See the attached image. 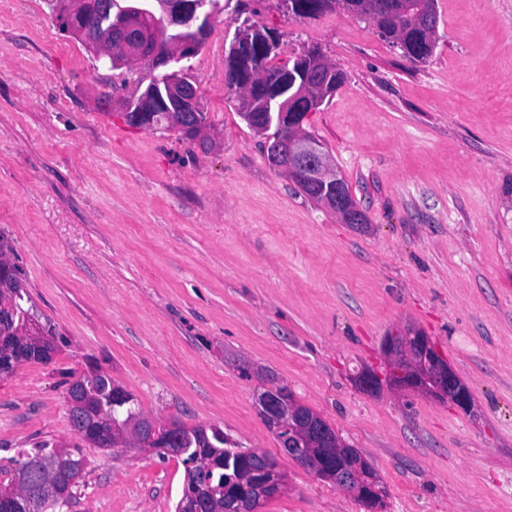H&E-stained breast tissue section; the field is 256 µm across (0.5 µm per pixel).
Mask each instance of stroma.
Wrapping results in <instances>:
<instances>
[{
  "label": "stroma",
  "instance_id": "obj_1",
  "mask_svg": "<svg viewBox=\"0 0 512 512\" xmlns=\"http://www.w3.org/2000/svg\"><path fill=\"white\" fill-rule=\"evenodd\" d=\"M436 47L411 64L365 18L292 19L227 0L189 76L194 139L128 125L155 71L114 69L61 33L48 0L0 12V233L50 363L0 377V483L20 453L81 446L67 512H175L172 454L81 443L66 391L99 368L157 422L215 425L277 455L262 376L285 384L386 485L380 512H512V0H438ZM276 30L279 61L319 47L345 82L304 126L348 185L344 223L273 170L224 86L237 17ZM428 336L472 392L450 402L357 378L385 337ZM261 512H365L290 460Z\"/></svg>",
  "mask_w": 512,
  "mask_h": 512
}]
</instances>
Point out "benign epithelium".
I'll return each instance as SVG.
<instances>
[{
  "instance_id": "1",
  "label": "benign epithelium",
  "mask_w": 512,
  "mask_h": 512,
  "mask_svg": "<svg viewBox=\"0 0 512 512\" xmlns=\"http://www.w3.org/2000/svg\"><path fill=\"white\" fill-rule=\"evenodd\" d=\"M163 9L164 22L187 28L197 26V4L194 0H170L163 5ZM150 34L151 29L144 24L141 10L135 9L115 21L109 37L99 39L100 52L109 59L119 52L131 64L148 58L165 67H172L192 57L189 45L178 46L159 58L153 54L147 55L146 45ZM271 157L279 169L295 175L306 190H312L318 185L336 187L340 184V177L329 156L313 140L305 137L298 125L290 134L277 136L271 148ZM321 202L344 222L363 223V217L348 205L340 192L323 197ZM383 350L391 366L387 379L390 386L447 399L463 411L470 409L472 394L468 386L449 365L433 362L425 336L413 331L406 336H389L383 344ZM263 386L264 391L258 396V412L264 424L276 434L282 454L302 467L312 468L318 478L330 479L329 473L312 464L311 444L334 448V438L305 420L289 398L286 386L269 380L264 381ZM161 444L163 441L156 431L155 421L150 419L126 443L115 442L113 447L151 452L161 447ZM262 465L272 474V479L266 482L256 479L249 484L243 478L230 479V484L237 485V488L233 495L224 498L223 512H259L264 500L285 489L286 475L279 461L268 457L262 461ZM339 473L343 490L371 512L378 477L360 469H341Z\"/></svg>"
}]
</instances>
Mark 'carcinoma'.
Masks as SVG:
<instances>
[{
    "label": "carcinoma",
    "mask_w": 512,
    "mask_h": 512,
    "mask_svg": "<svg viewBox=\"0 0 512 512\" xmlns=\"http://www.w3.org/2000/svg\"><path fill=\"white\" fill-rule=\"evenodd\" d=\"M200 13V26L203 33L183 28H168L160 24L153 31L155 47L168 51L173 46L191 41L195 49H200L211 30L212 19L217 12L219 0H203ZM294 11L289 17L295 19L314 17L326 10L325 0H293ZM136 5L135 0H110L109 9L101 7V0H87L83 6V15L77 25L85 29L86 34L101 36L112 25L113 15L123 9ZM437 0H345V10L356 16L364 17L377 25L381 36L399 45L404 56L413 64L427 62L434 53L435 35L439 15ZM236 30H248L254 48L248 55L233 57L234 49H229L231 69L234 81L227 82V88L237 93V114L244 118L248 127L263 129L264 137H274L284 130L280 122V113L291 112L301 101L300 95H309L318 99L313 106H305L302 116L319 109L326 99L344 82V74L329 60L325 59L321 49L315 46L302 50L296 56L282 64L272 60L278 56L280 43H268L269 30L255 25L243 24ZM179 80L187 82L185 77L177 76V70L167 69L156 75L151 83L166 94L169 84ZM123 119L132 126H149L164 130H180L178 116L169 102L163 101L147 109L140 101H132L123 107ZM13 251L11 242L0 234V344L3 348L19 351L17 362L48 363L56 352V334L53 327L43 329L42 337L31 339L19 335V327L35 321L34 305L29 292L20 277L19 269L10 260ZM124 392L116 386L112 378L97 369L85 373L69 382L67 396L84 401L92 412L82 413L83 422L90 434L80 438L98 448H112L113 424L142 415V410L127 395L123 403L112 404V395ZM176 430L171 438V453L182 457L183 464L194 462L197 458L210 460L211 469L206 481L193 480L184 485L183 491L199 493L209 503V510L219 509L224 502L225 477L235 470L256 472L261 463L251 454L243 452L244 446L233 443L224 435V431L214 426L187 427L175 423ZM70 477L75 479L63 498L52 497L48 490L40 498L25 495L0 497V512H54L71 503L73 489L78 487L85 467L81 448H64ZM56 449L43 444L39 449L25 455L15 462L14 479L27 482V488H37L49 484V472L42 469L44 462L54 457ZM343 454V466H358L362 470L371 469V465L354 448L340 450Z\"/></svg>",
    "instance_id": "obj_1"
}]
</instances>
